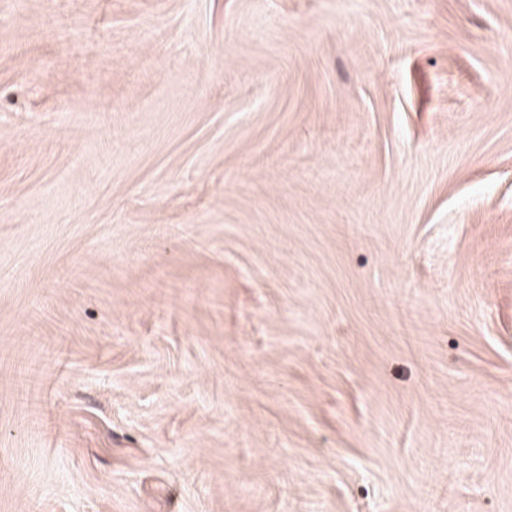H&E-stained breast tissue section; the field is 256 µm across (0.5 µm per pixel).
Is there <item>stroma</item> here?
<instances>
[{
    "label": "stroma",
    "mask_w": 512,
    "mask_h": 512,
    "mask_svg": "<svg viewBox=\"0 0 512 512\" xmlns=\"http://www.w3.org/2000/svg\"><path fill=\"white\" fill-rule=\"evenodd\" d=\"M0 512H512V0H0Z\"/></svg>",
    "instance_id": "stroma-1"
}]
</instances>
